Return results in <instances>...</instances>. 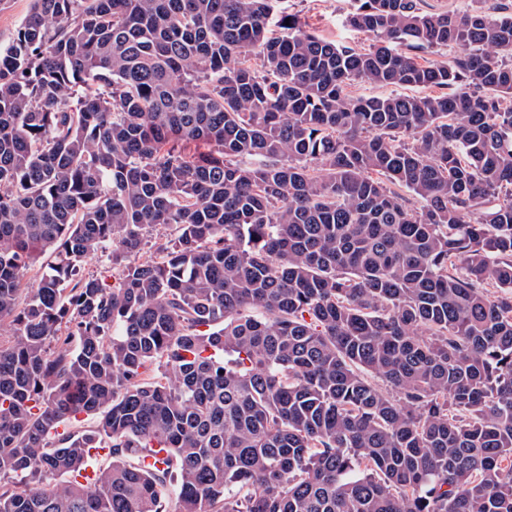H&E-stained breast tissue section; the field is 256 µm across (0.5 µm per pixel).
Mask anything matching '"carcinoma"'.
Instances as JSON below:
<instances>
[{"label":"carcinoma","instance_id":"obj_1","mask_svg":"<svg viewBox=\"0 0 512 512\" xmlns=\"http://www.w3.org/2000/svg\"><path fill=\"white\" fill-rule=\"evenodd\" d=\"M277 2L0 48V512H512V11ZM353 0H280L278 9L298 13L320 37L352 46H364L372 37L345 26V16L353 8Z\"/></svg>","mask_w":512,"mask_h":512}]
</instances>
